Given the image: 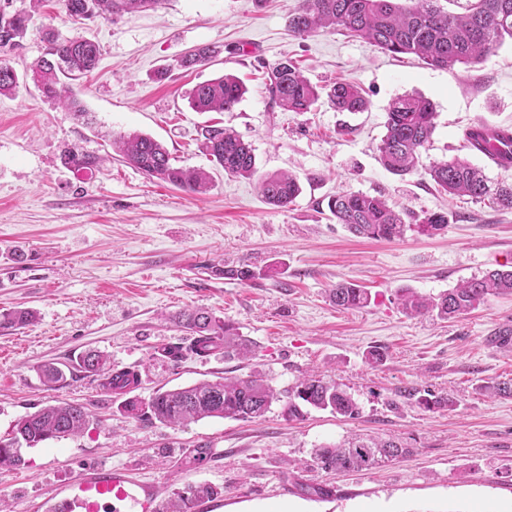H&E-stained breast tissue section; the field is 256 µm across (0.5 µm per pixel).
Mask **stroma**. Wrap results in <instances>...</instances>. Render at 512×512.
Segmentation results:
<instances>
[{
	"label": "stroma",
	"mask_w": 512,
	"mask_h": 512,
	"mask_svg": "<svg viewBox=\"0 0 512 512\" xmlns=\"http://www.w3.org/2000/svg\"><path fill=\"white\" fill-rule=\"evenodd\" d=\"M296 4L163 0L154 10L79 26L63 0L37 8L0 0L8 12L33 13L22 48L5 56L19 87L0 96V314H35L23 327L0 329V437L45 405L77 402L90 413L82 434L23 449L22 466L0 467L6 512H46L67 485L102 465L153 484L164 504L198 485L216 487L218 497L195 512H512V396L485 390L512 379V347L491 341L512 328V296L488 297L448 320L407 315L398 301L405 288L435 296L511 267L512 211L448 197L425 172L399 177L379 161L390 102L418 93L436 110L423 163L465 158L490 186L512 184V167L472 153L463 140L478 124L512 128V42L484 63L435 68L337 32L295 36L288 16ZM50 30L100 46L97 69L74 85L84 116L44 97L27 75ZM208 44L220 49L212 63L179 68ZM287 58L313 84H357L368 109L339 112L322 101L308 112L283 110L265 89L263 69ZM163 68L169 76L161 80ZM226 73L247 88L235 110H193L194 86ZM217 122L252 145L254 178L227 176L199 150L201 128ZM132 132L160 141L174 166L209 171V193L150 181L123 163L112 141ZM73 151L93 166L71 164ZM275 172L301 186L285 209L258 190ZM343 192L377 196L406 213L444 212L449 223L432 236L358 237L330 217L329 197ZM241 265L255 278L217 274ZM342 282L367 288L370 304L336 308L328 291ZM194 307L251 341V357L162 356L164 345L189 344L174 317ZM375 347L385 359L372 366L365 356ZM90 350L139 370L141 399L257 372L285 394L318 375L351 392L361 412L349 418L307 407L295 418L282 400L258 420L165 426L120 412L122 395L78 366ZM48 363L71 368L54 389L38 375ZM414 388L454 405L424 409L405 396ZM355 436L391 438L411 453L369 471L317 466L314 448ZM203 444L211 454L199 462L191 450ZM320 487L330 495H317Z\"/></svg>",
	"instance_id": "stroma-1"
}]
</instances>
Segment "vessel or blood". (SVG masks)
I'll return each mask as SVG.
<instances>
[{
  "instance_id": "vessel-or-blood-1",
  "label": "vessel or blood",
  "mask_w": 512,
  "mask_h": 512,
  "mask_svg": "<svg viewBox=\"0 0 512 512\" xmlns=\"http://www.w3.org/2000/svg\"><path fill=\"white\" fill-rule=\"evenodd\" d=\"M66 512H161L154 488L122 468H100L73 481Z\"/></svg>"
}]
</instances>
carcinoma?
Here are the masks:
<instances>
[{
	"mask_svg": "<svg viewBox=\"0 0 512 512\" xmlns=\"http://www.w3.org/2000/svg\"><path fill=\"white\" fill-rule=\"evenodd\" d=\"M162 0H64L67 16L75 25L95 18H114L125 14L156 9ZM29 17L7 14L0 10V54L22 46ZM292 32L307 36L320 28L340 31L350 37L363 38L371 45L398 55H414L426 64L445 68L454 64L483 63L502 43L512 38V0H467L460 12H450L440 6V0H298L289 16ZM220 54L215 46L203 45L184 57L180 66L185 69L209 65ZM100 58L97 43L74 36L61 38L47 33L43 55L32 66L30 78L41 93L50 99L78 107L70 85L96 67ZM18 87V77L12 67L0 62V95H11ZM267 90L271 99L290 112H307L321 98L313 85L292 61L282 60L267 71ZM246 93L243 82L231 74L196 85L190 93V104L197 112H231ZM327 103L338 112H362L368 101L362 89L352 83L337 82L326 93ZM436 112L433 103L416 94L394 99L386 112V132L379 148L383 167L399 176L417 170L422 151L430 143L435 129ZM485 156L501 168L512 166V152L507 160L497 157V145L503 139L512 143V131L485 129ZM202 152L212 157L224 173L237 178H251L256 172L251 144L236 132L218 123L207 125L200 132ZM124 162L151 180H157L202 195L211 187V175L203 169H183L171 163L169 151L155 139L131 133L113 142ZM427 174L441 192L449 196H469L486 200L499 209L512 210V185L499 186L490 192L481 170L459 158L433 162ZM266 202L276 208H286L300 194L297 179L286 173L272 174L258 183ZM328 209L336 223L350 232L373 239L401 238L414 227L421 234L431 235L448 224L446 213H424L414 218L415 225L406 222L404 214L391 209L387 203L367 194L338 193L328 200ZM512 294V269H496L480 279L468 280L437 297L423 296L411 289L399 292L398 300L405 313L422 315L434 313L443 319L462 315L491 295ZM329 299L342 309L364 308L371 295L351 283H339L329 289ZM33 312L21 309L3 315L0 327L5 329L30 322ZM176 324L191 336L187 347L169 346L163 349L172 360L183 352L204 358L219 348L224 357L252 353L247 340L232 333L211 313L203 309L185 310L175 316ZM79 367L103 377L102 387L118 392H132L139 385L135 369L112 367L109 358L100 352H88ZM43 383L52 385L66 380L60 367L48 365L40 370ZM408 398L418 405L451 408L449 398H428L413 390ZM279 400L277 391L262 376L245 378L220 377L192 386L159 389L146 401L129 398L122 403L127 415L133 418L154 419L161 424L184 426L204 418L259 419L272 403ZM353 418L360 407L351 393L335 382L308 377L288 393V416L302 415L301 405ZM90 414L78 403L60 402L46 405L21 418L11 437L0 439V465L19 467L24 464L20 449L35 447L49 439L75 436L86 429ZM410 449L392 439L360 440L322 445L314 450V459L325 470H372L396 461ZM218 495L211 486L200 485L180 495L167 505L166 512H190L201 499Z\"/></svg>",
	"mask_w": 512,
	"mask_h": 512,
	"instance_id": "1",
	"label": "carcinoma"
}]
</instances>
